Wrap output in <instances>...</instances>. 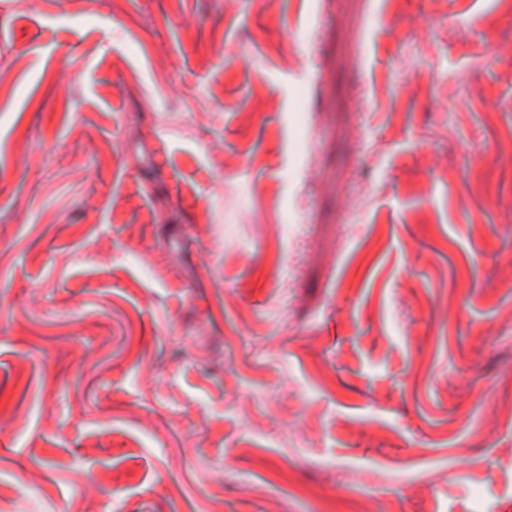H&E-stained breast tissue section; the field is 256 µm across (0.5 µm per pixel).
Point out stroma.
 <instances>
[{
    "label": "stroma",
    "mask_w": 512,
    "mask_h": 512,
    "mask_svg": "<svg viewBox=\"0 0 512 512\" xmlns=\"http://www.w3.org/2000/svg\"><path fill=\"white\" fill-rule=\"evenodd\" d=\"M509 149L512 0H0V512H512Z\"/></svg>",
    "instance_id": "35a3bbf8"
}]
</instances>
